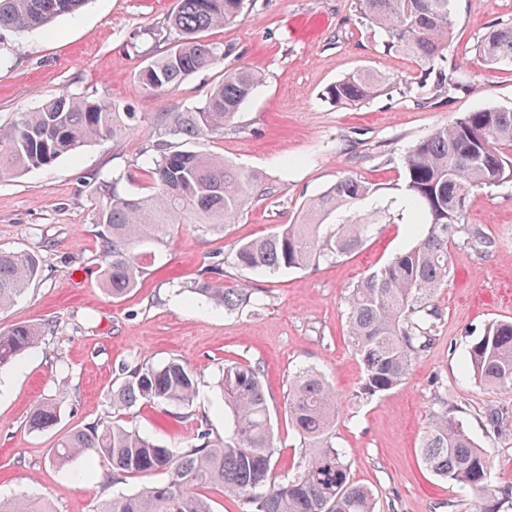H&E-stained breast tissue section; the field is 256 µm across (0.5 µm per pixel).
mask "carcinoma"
Wrapping results in <instances>:
<instances>
[{
  "label": "carcinoma",
  "instance_id": "1",
  "mask_svg": "<svg viewBox=\"0 0 512 512\" xmlns=\"http://www.w3.org/2000/svg\"><path fill=\"white\" fill-rule=\"evenodd\" d=\"M246 0H177L161 38L175 36L171 49L142 66L137 78L150 94L174 91L189 75L231 54L203 39L202 33L236 21ZM87 0H0V31L23 36L54 19L73 15ZM360 18L381 29L387 46L422 67L413 82L416 101L426 104L463 85L447 74L444 51L452 34L449 0H358ZM491 69L512 67V22L493 26L478 47ZM263 81L243 67L224 69L222 81L202 106L158 117L159 135L183 141L224 135L240 109ZM386 77L355 71L331 84L327 97L358 105L373 98ZM136 113L85 96L62 93L32 112L21 113L0 128V181L31 168L48 167L87 143L123 140L135 129ZM152 180L148 196L124 194L102 184L95 223L102 226L99 252L101 283L112 297L136 287L142 274L139 243L159 240L189 219L205 232L224 230L243 211L258 188V176L205 152L176 150L160 143L146 159ZM405 195L418 216L414 246L397 254L380 270L363 278L347 297V330L363 368L360 394L374 396L396 389L431 341L438 311L432 300L448 285V244L459 239L490 251L494 239L479 224L466 223L468 201L478 189L512 182V108L489 107L466 112L433 129L403 157ZM373 194L369 183L347 174L302 206L297 220L280 231L241 246L233 264L246 271L276 273L306 268L322 258L340 257L361 246L374 231L376 213L325 224L339 210ZM39 259L30 253L0 249V311L12 305L35 280ZM206 269L190 292L226 312L257 308L243 286H227ZM43 327L19 323L0 331V370L37 347ZM467 365L483 383L512 386V322L490 324L468 349ZM219 387L230 423L224 437H211L200 423L190 446L179 452L160 446L118 422L89 424L59 441L50 464L60 467L78 456H97L112 468V480L167 473L162 484L101 503L97 512H213L198 489L219 486L243 501L249 512H374L372 490L354 482L344 452L334 446L336 393L316 369L304 367L288 382L286 411L301 444V462L283 482L272 477L274 440L260 367L246 362L224 364ZM197 373L180 360L141 366L112 392V405L139 402L187 409L195 397ZM57 406H35L29 425L44 430L57 422ZM423 466L434 475L475 494V512H495L488 504L495 489L488 481L485 452L462 424L448 413L432 415L419 445ZM0 512H50L42 501L21 496L0 503Z\"/></svg>",
  "mask_w": 512,
  "mask_h": 512
}]
</instances>
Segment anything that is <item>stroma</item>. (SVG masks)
I'll return each instance as SVG.
<instances>
[{
  "instance_id": "obj_1",
  "label": "stroma",
  "mask_w": 512,
  "mask_h": 512,
  "mask_svg": "<svg viewBox=\"0 0 512 512\" xmlns=\"http://www.w3.org/2000/svg\"><path fill=\"white\" fill-rule=\"evenodd\" d=\"M176 0H89L78 13L17 37L0 34V126L46 99L69 92L106 100L138 116L127 139L100 140L48 167L0 182V248L38 255L39 277L0 312V330L48 323L41 344L0 371V497L24 494L51 512H95L102 501L162 483L164 473L108 477L110 465L78 457L50 465L59 439L90 423L119 422L168 448L186 447L198 418L222 437L228 419L217 386L228 360L264 371L276 480L293 475L300 440L285 411L288 380L303 367L322 372L336 391L333 441L355 482L374 494L375 512H472L462 486L427 471L418 447L431 414L447 412L487 454L494 489H512V388L484 385L469 372L471 342L488 325L512 321V183L474 192L467 221L496 241L491 251L450 244L451 277L433 303L432 340L409 378L382 395L360 396L362 367L347 337L346 297L365 275L415 243L405 196L404 153L434 128L485 107L512 108V70L485 68L477 45L497 23L512 21V0H450L449 65L467 64L462 89L418 104L410 89L419 64L387 50L385 33L364 25L357 0H252L244 19L205 32L229 48L223 63L152 95L136 77L149 55L166 50L164 32ZM260 71L263 84L223 135L191 147L224 156L255 173L267 191L223 231L175 227L145 245L144 269L119 300L101 287L102 259L90 176L119 179L146 194V152L158 141L156 117L202 102L225 67ZM387 75L383 89L359 105L328 99V86L358 70ZM350 172L376 189L382 213L354 252L306 269L246 272L232 263L242 244L279 231L302 205ZM227 284L245 282L262 308L227 313L189 287L211 264ZM179 359L198 373L197 395L183 416L174 408L137 404L119 409L112 391L128 370ZM59 403L56 424L30 429L40 400ZM497 413V423L487 420Z\"/></svg>"
}]
</instances>
